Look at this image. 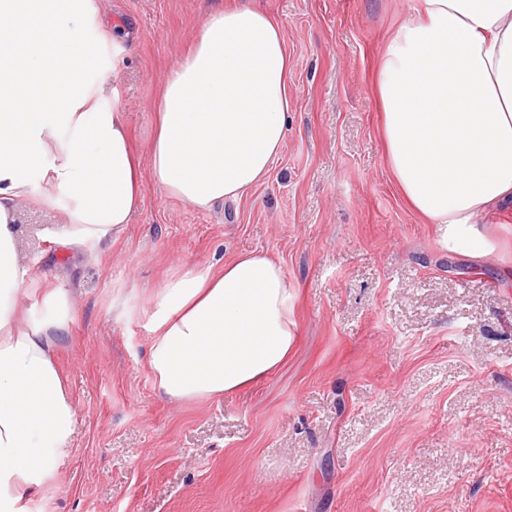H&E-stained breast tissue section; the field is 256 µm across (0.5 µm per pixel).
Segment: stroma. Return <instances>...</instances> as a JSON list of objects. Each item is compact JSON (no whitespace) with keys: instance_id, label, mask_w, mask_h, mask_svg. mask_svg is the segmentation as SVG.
Instances as JSON below:
<instances>
[{"instance_id":"35a3bbf8","label":"stroma","mask_w":512,"mask_h":512,"mask_svg":"<svg viewBox=\"0 0 512 512\" xmlns=\"http://www.w3.org/2000/svg\"><path fill=\"white\" fill-rule=\"evenodd\" d=\"M130 32L121 105L139 154L159 89L235 0H94ZM285 26L288 134L266 182L201 212L152 178L131 224L90 253L16 218L29 318L73 302L57 349L77 407L69 453L27 512H512V217L480 258L443 249L386 164L375 70L411 0H255ZM279 259L298 339L221 398L169 401L142 312L182 264Z\"/></svg>"}]
</instances>
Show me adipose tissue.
<instances>
[{
    "mask_svg": "<svg viewBox=\"0 0 512 512\" xmlns=\"http://www.w3.org/2000/svg\"><path fill=\"white\" fill-rule=\"evenodd\" d=\"M125 28L93 0H0V512L56 470L76 409L55 361L70 308L27 320L16 247L29 198L64 217L47 238L99 248L142 203V172L207 211L270 174L288 133L290 57L281 20L251 4L212 12L164 80L148 159L132 147L117 73ZM376 91L387 166L443 247L477 256L512 209V0H412L381 53ZM282 264L265 252L221 270L188 265L144 313L148 366L174 401L216 398L283 364L297 336Z\"/></svg>",
    "mask_w": 512,
    "mask_h": 512,
    "instance_id": "1",
    "label": "adipose tissue"
}]
</instances>
